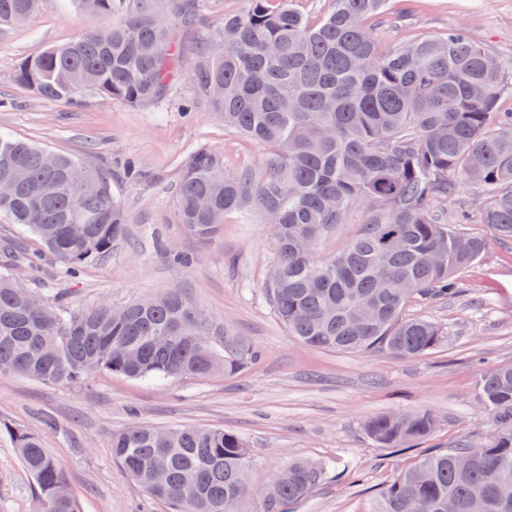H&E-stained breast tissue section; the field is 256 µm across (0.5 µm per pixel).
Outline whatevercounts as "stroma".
<instances>
[{
  "label": "stroma",
  "instance_id": "1",
  "mask_svg": "<svg viewBox=\"0 0 512 512\" xmlns=\"http://www.w3.org/2000/svg\"><path fill=\"white\" fill-rule=\"evenodd\" d=\"M245 7L246 0H202L192 22H176L181 66L158 100L138 106L108 98L46 100L15 82L24 58L98 25L75 0H51L25 25L0 27V132L105 174L126 220L111 255L72 280L58 275L55 256L35 236L0 223V243H19L41 264L36 275L17 270L18 282L80 307L103 300L121 305L177 288L261 353L243 374L203 379L145 382L101 373L85 383L52 386L0 375V420L38 436L63 469L80 512H170L138 491L112 459L113 435L134 424L218 426L245 438L248 480L258 491L244 503L245 512H263L262 491L292 459L326 466L325 478L294 512H375L381 491L425 454L489 437L496 428L477 404L474 384L488 368L512 363V242L490 225L468 227L485 247L460 274L463 294L418 300L408 309L447 328V343L431 354L398 359L314 350L289 335L264 291L275 252L260 212L228 213L221 232L206 243L179 224L174 200L182 166L200 146L222 153L229 173H263L264 149L225 128L193 80L199 47L210 42L224 15ZM457 28L503 64L512 63V0H389L378 50ZM175 253L192 256L193 264H174ZM414 408L437 416L430 440L395 452L367 437L370 416ZM33 498L32 477L9 442H0V512H32Z\"/></svg>",
  "mask_w": 512,
  "mask_h": 512
}]
</instances>
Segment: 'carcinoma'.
I'll return each instance as SVG.
<instances>
[{
    "label": "carcinoma",
    "instance_id": "obj_1",
    "mask_svg": "<svg viewBox=\"0 0 512 512\" xmlns=\"http://www.w3.org/2000/svg\"><path fill=\"white\" fill-rule=\"evenodd\" d=\"M99 25L23 59L14 80L45 99L105 97L138 105L161 97L179 64L171 19L188 23L195 0H77ZM224 15L200 52L194 81L224 126L266 149L264 175H231L224 156L197 149L185 163L176 210L185 230L213 239L224 215L249 204L273 220L275 262L265 292L276 316L304 345L395 358L443 347L446 328L405 314L414 300L458 296V274L475 264L483 240L430 207L475 183L480 223L512 241V112L491 122L507 86L506 66L456 30L419 37L377 54L372 19L388 0H332L311 23L280 0H247ZM49 0H0V24H22ZM27 181L0 197V220L20 224L61 263L67 278L112 251L125 215L110 179L79 159L0 134V183ZM365 207L362 233L322 262L317 243ZM0 263V374L47 385L82 383L99 372L142 380L242 373L253 343L205 317L171 289L121 305L92 308L28 299L14 271L27 254L3 247ZM478 404L497 422L486 440L424 457L381 492L376 512H512V365L475 381ZM426 408L382 413L365 422L380 448H414L435 432ZM36 485L33 512H80L66 476L39 438L0 421ZM112 458L135 486L171 512H243L248 442L223 428L132 425L112 437ZM265 495L264 512H289L325 476L293 459Z\"/></svg>",
    "mask_w": 512,
    "mask_h": 512
}]
</instances>
